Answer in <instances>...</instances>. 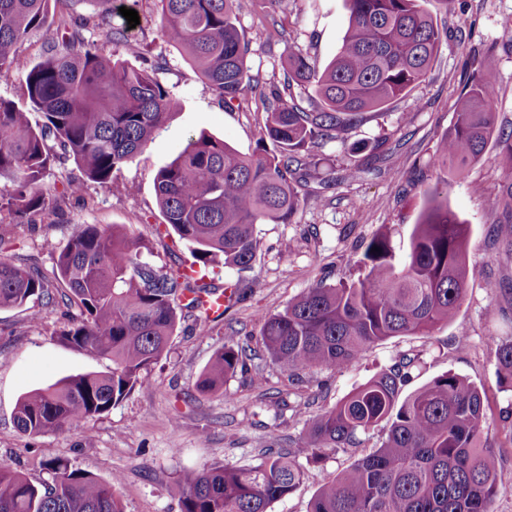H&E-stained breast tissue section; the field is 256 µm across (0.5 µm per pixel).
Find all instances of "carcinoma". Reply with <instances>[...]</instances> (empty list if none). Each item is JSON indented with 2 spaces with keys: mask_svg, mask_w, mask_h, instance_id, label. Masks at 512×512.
Segmentation results:
<instances>
[{
  "mask_svg": "<svg viewBox=\"0 0 512 512\" xmlns=\"http://www.w3.org/2000/svg\"><path fill=\"white\" fill-rule=\"evenodd\" d=\"M65 2L0 0V80L24 72L22 95L42 117L33 123L0 99V249L13 234L11 217L47 209L44 182L51 171L73 164L82 174L65 177L54 197L58 209L80 198L85 182H111L113 172L153 139L174 105L159 79L165 59L147 57L146 46L126 35L129 25L119 8L135 10L140 0H95L104 5L95 19L56 13V5ZM155 2L162 35L220 103L229 105L251 88L237 0ZM347 2L348 29L325 67L288 49L282 82L267 95L253 153L203 131L155 174L165 224L189 245L195 263L221 259L250 269L258 249L255 225L293 221L319 162L316 150L344 139L369 114L427 79L443 43L429 10L433 0ZM52 24L61 44L28 65L20 45L30 32ZM91 25L107 26L124 57L99 53L85 36ZM263 34L269 44L284 41V21L270 19ZM295 86L307 92L306 99L294 96ZM496 100L494 74L474 71L455 101V121L433 154L438 181L427 191L404 262H396L386 227L368 243L357 280L319 284L283 311L260 316L261 345L282 371L291 377L314 368L341 371L380 341L426 335L455 317L467 291L469 225L448 209V176L463 175L493 138L507 179L499 193L485 198V206L504 216L500 232L512 238V132L495 134ZM145 250L126 224H82L64 247L53 249L51 279L35 263L0 259V309L31 300L57 303L69 319L56 339L112 362L108 372L68 375L22 396L15 413L21 433L44 436L108 413L167 351L181 298L200 313L203 333L209 327L204 303L215 301L216 292L240 294L237 284L220 290L200 285L180 267L158 270L144 261ZM495 354L498 374L512 381V336L497 341ZM242 365V350L225 341L198 377L197 391H221ZM406 382L400 371L384 370L305 421L299 443L314 460L355 448L359 435L389 423L378 448L318 490L310 512H490L499 454L484 439V393L451 372L404 397ZM45 466L50 481L37 486L0 464V512H124L121 476L102 480L59 459ZM300 480L295 459L270 448L248 467L187 469L178 480L180 512H268Z\"/></svg>",
  "mask_w": 512,
  "mask_h": 512,
  "instance_id": "carcinoma-1",
  "label": "carcinoma"
}]
</instances>
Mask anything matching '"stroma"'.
<instances>
[{
	"label": "stroma",
	"mask_w": 512,
	"mask_h": 512,
	"mask_svg": "<svg viewBox=\"0 0 512 512\" xmlns=\"http://www.w3.org/2000/svg\"><path fill=\"white\" fill-rule=\"evenodd\" d=\"M285 7L290 43L271 47L259 26L264 0H240V23L250 43L247 73L269 85L281 80L280 59L287 46L307 52L322 66L335 56L348 27L346 0H285ZM138 10L139 24L131 34L152 54L166 56L169 67L159 78L172 92L174 108L153 141L115 172L131 194L87 183L84 201L21 218L1 258L35 257L48 274L52 248L64 247L78 225L127 224L148 241L155 267L189 263L188 248L162 230L155 173L203 131L240 152L255 150L264 99L250 93L222 107L195 68L162 39L155 0H141ZM431 11L448 38L428 80L345 140L325 145L326 163L306 186L294 222L256 226L259 246L250 270L241 272L220 261L206 267V279L215 285L246 284L243 297L205 335L198 333L194 313L180 312L169 350L151 369L148 383L108 413L60 433L22 434L14 422L21 396L70 374L108 371L110 364L55 340L66 322L61 307L29 303L0 310V462L35 484L48 480L42 463L49 459L68 461L103 480L117 472L123 477L125 512H180L177 480L184 469L246 466L274 439L280 451L295 457L303 479L269 512H309L317 490L379 446L384 432L375 430L363 436L356 450L332 451L315 462L296 444L306 414L331 408L377 373L410 358L414 364L404 393L448 371L484 390L485 433L500 454L498 492L490 510L512 512V386L500 380L495 357L496 339L512 336V307L500 294L512 288V246L496 237L498 218L486 212L482 199L504 181L496 142H489L483 158L467 167L464 179L448 186V206L469 224L471 234L468 291L452 322L425 336L381 341L343 371H303L298 382L271 362L259 342V316L283 311L317 284L356 280L364 250L381 226L392 227L396 257L404 259L426 206V191L437 181L430 160L454 120L457 93L474 67L495 73L497 126L512 128V43L503 38L501 25L512 15V0H451L447 5L433 0ZM349 166L361 169L359 180H344ZM230 336L252 350L245 368L226 379L223 392L199 394V373Z\"/></svg>",
	"instance_id": "stroma-1"
}]
</instances>
